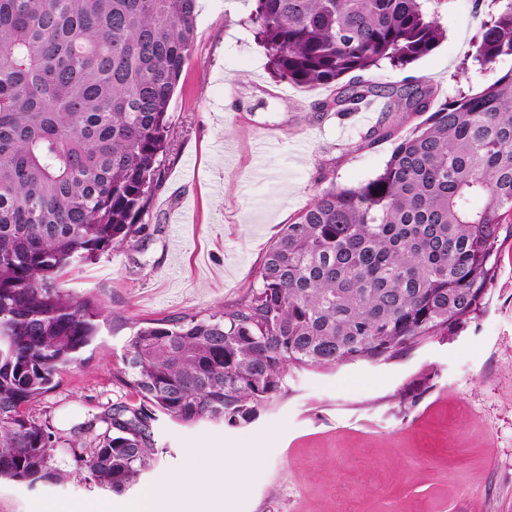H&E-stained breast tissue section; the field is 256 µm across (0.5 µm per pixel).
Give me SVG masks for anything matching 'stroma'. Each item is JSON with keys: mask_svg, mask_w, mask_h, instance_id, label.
<instances>
[{"mask_svg": "<svg viewBox=\"0 0 512 512\" xmlns=\"http://www.w3.org/2000/svg\"><path fill=\"white\" fill-rule=\"evenodd\" d=\"M253 0H199L196 51L169 106L174 138L163 183L138 243L107 251L59 279L104 310L98 335L29 407L55 446L65 480L0 481V512H87L110 498L76 455L112 405H139L121 355L135 325L207 315L239 302L257 284L270 244L329 185L355 187L384 168L396 145L364 146L379 114L361 119L314 111L331 90L304 92L275 81L263 47L244 21ZM494 0H444L445 38L403 69L371 81L425 79L440 96L493 83L460 72ZM235 144L237 163L216 154ZM333 178H325L326 169ZM415 402L399 394L414 379ZM289 391L250 420L151 422L155 459L134 496L189 469L194 455L227 448L259 463L224 512H512V236L501 237L482 306L453 333L428 339L388 362L291 370Z\"/></svg>", "mask_w": 512, "mask_h": 512, "instance_id": "35a3bbf8", "label": "stroma"}]
</instances>
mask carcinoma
Returning a JSON list of instances; mask_svg holds the SVG:
<instances>
[{
    "label": "carcinoma",
    "instance_id": "carcinoma-1",
    "mask_svg": "<svg viewBox=\"0 0 512 512\" xmlns=\"http://www.w3.org/2000/svg\"><path fill=\"white\" fill-rule=\"evenodd\" d=\"M430 2L444 0H255L243 24L274 78L336 87L317 111L383 97L369 145L395 136L393 114L426 118L374 178L315 195L243 301L135 332L122 373L140 404L114 407L90 442L83 462L98 485L122 492L150 466L148 406L234 425L287 395L292 369L387 362L479 310L512 215V68L439 102L423 79L381 94L363 78L436 48ZM494 2L475 35L480 72L512 58V0ZM196 7L0 0V479L65 478L24 405L93 343L100 309L62 289L59 273L136 244L169 149V104L195 52Z\"/></svg>",
    "mask_w": 512,
    "mask_h": 512
}]
</instances>
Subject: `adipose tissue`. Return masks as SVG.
Wrapping results in <instances>:
<instances>
[{"mask_svg":"<svg viewBox=\"0 0 512 512\" xmlns=\"http://www.w3.org/2000/svg\"><path fill=\"white\" fill-rule=\"evenodd\" d=\"M257 458L237 451H214L193 459L187 472L169 475L143 495L104 502L99 512H199L200 492L223 499L245 483Z\"/></svg>","mask_w":512,"mask_h":512,"instance_id":"obj_1","label":"adipose tissue"}]
</instances>
